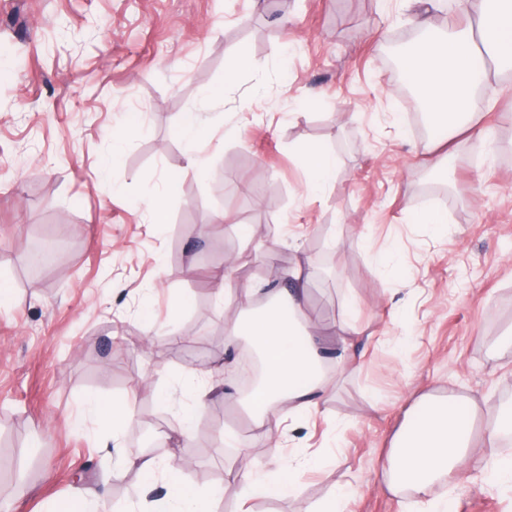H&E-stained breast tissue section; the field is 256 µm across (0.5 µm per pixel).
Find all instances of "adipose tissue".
<instances>
[{
  "label": "adipose tissue",
  "instance_id": "obj_1",
  "mask_svg": "<svg viewBox=\"0 0 512 512\" xmlns=\"http://www.w3.org/2000/svg\"><path fill=\"white\" fill-rule=\"evenodd\" d=\"M512 66V0H495L481 8L475 25H449L443 32L422 28L403 53V71L418 88L421 105L435 127L449 137L476 128L480 112L476 90L487 79L486 62ZM303 163L306 190L324 191L336 176L337 155L318 145L308 146ZM304 288L274 295L265 306L227 327L228 343L249 337L264 365V377L248 396L256 428L257 451L241 455L229 469L223 489L187 485L175 463L159 464L145 456L119 457L114 476L135 469L153 475L168 473L169 512H217L225 494L246 499L293 492L302 470L321 466V458L289 460L270 472L267 457L278 456L271 440L285 419L317 409L333 392V375L325 364V341L316 322L304 309ZM512 432V406L484 432L476 430V411L463 402H424L397 441L383 467L390 487L422 490L452 471L480 459L484 449L496 447L501 435Z\"/></svg>",
  "mask_w": 512,
  "mask_h": 512
}]
</instances>
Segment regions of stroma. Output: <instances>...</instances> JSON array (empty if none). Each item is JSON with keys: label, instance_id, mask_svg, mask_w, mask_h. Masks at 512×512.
Here are the masks:
<instances>
[{"label": "stroma", "instance_id": "stroma-1", "mask_svg": "<svg viewBox=\"0 0 512 512\" xmlns=\"http://www.w3.org/2000/svg\"><path fill=\"white\" fill-rule=\"evenodd\" d=\"M416 26L409 0H0V279L12 290L0 305V501L12 512L90 489L107 490V512H161L165 473L112 475L151 416L157 460L223 487L225 462L254 444L236 385L196 412L189 440L172 429L191 407L187 379L224 378L251 346L226 344L246 307L215 301L210 274L234 255L236 280L265 287L270 272L245 260L259 253L284 271L303 263L308 311L352 361L333 396L274 438L323 466L292 494L227 496L220 512H311L340 489L344 512H422L427 499L512 512V490L467 470L423 496L381 475L424 400L473 402L485 425L512 390V72L488 71L482 134H414L389 58ZM241 48L253 65L226 79ZM190 112L213 131L201 175L179 136ZM313 144L340 159L316 195L301 158ZM152 193L161 229L147 220ZM429 210L448 217L440 233L415 221ZM42 243L56 258L31 269ZM91 392L136 396L135 417L116 432L77 422Z\"/></svg>", "mask_w": 512, "mask_h": 512}]
</instances>
